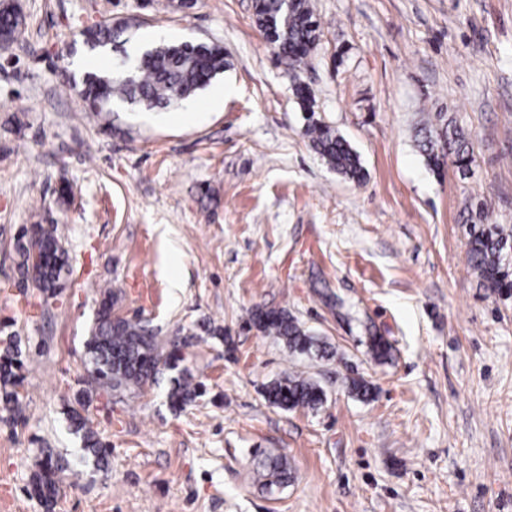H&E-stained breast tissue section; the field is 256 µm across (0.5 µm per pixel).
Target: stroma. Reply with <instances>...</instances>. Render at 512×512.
I'll list each match as a JSON object with an SVG mask.
<instances>
[{"label": "stroma", "mask_w": 512, "mask_h": 512, "mask_svg": "<svg viewBox=\"0 0 512 512\" xmlns=\"http://www.w3.org/2000/svg\"><path fill=\"white\" fill-rule=\"evenodd\" d=\"M17 3L26 37L0 50V340L15 337L26 381L21 420H0V512H44L28 489L48 455L68 465L53 512H512V295L467 263L470 216L512 229V0H311L320 39L295 71L253 0ZM109 20L134 48L153 31L219 44L228 66L177 106L82 111L80 32ZM312 119L359 153L363 182L315 152ZM447 127L471 144L469 173L431 169L417 146ZM33 224L55 225L68 257L50 306L18 268ZM108 288L116 315L190 338L201 394L183 409L168 371L89 388ZM259 307L335 357L289 352L254 326ZM289 373L324 403L269 405ZM357 376L372 399L350 393ZM262 453L287 457L288 486L252 482ZM72 413L76 432H82L85 450L96 457L97 460H104L109 453L107 446L99 441L93 431L87 428L85 419L82 418L80 414L76 411Z\"/></svg>", "instance_id": "1"}]
</instances>
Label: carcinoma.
<instances>
[{"label": "carcinoma", "instance_id": "1", "mask_svg": "<svg viewBox=\"0 0 512 512\" xmlns=\"http://www.w3.org/2000/svg\"><path fill=\"white\" fill-rule=\"evenodd\" d=\"M255 23L265 38L278 49L284 64L295 69L307 63L316 47L320 31L310 0H254ZM122 24L95 25L82 32V43L90 51L106 52L121 45ZM24 15L14 6L0 9V47L5 49L25 37ZM133 78L123 75L120 67L92 72L83 77L78 95L82 108L91 112H111L114 105L128 103L143 110L166 108L191 98L224 73V48L201 47L196 43L170 44L159 42L128 57ZM313 149L337 173L353 181L364 178L358 153L335 129L315 121L308 125ZM419 149L427 164L438 168L446 156L455 158L462 172L469 170L472 161L470 143L465 135L454 129L434 135L430 132L418 140ZM467 253L470 267L477 271L485 287L500 291L512 289V231L496 224H472L469 229ZM19 269L32 279L47 297L59 296L60 275L65 266L62 245L54 227L32 225V236L17 240ZM112 291L105 292L98 310L94 332L86 343L92 368L90 374L99 387L111 390L139 389L155 378L160 368L178 371L169 391L170 405L180 408L198 397L199 385L191 383V374L180 367L184 360L180 348L164 350L156 333L139 321L113 315ZM251 320L260 329L281 340L291 352L331 359L335 351L330 343L303 329L297 319L285 309L257 308ZM25 368L18 346L12 338L5 340L0 350V386L5 388L0 409L8 419L19 414L20 394ZM267 402L282 410L316 409L325 400L323 388L301 375L287 374L270 382L264 391ZM76 431L82 433L84 448L102 461L108 448L86 426L85 419L73 413ZM67 464L47 457L41 471L31 481L30 495L53 506L61 474ZM253 480L262 489L270 490L288 482V461L282 456L266 455L257 459L252 468Z\"/></svg>", "mask_w": 512, "mask_h": 512}]
</instances>
